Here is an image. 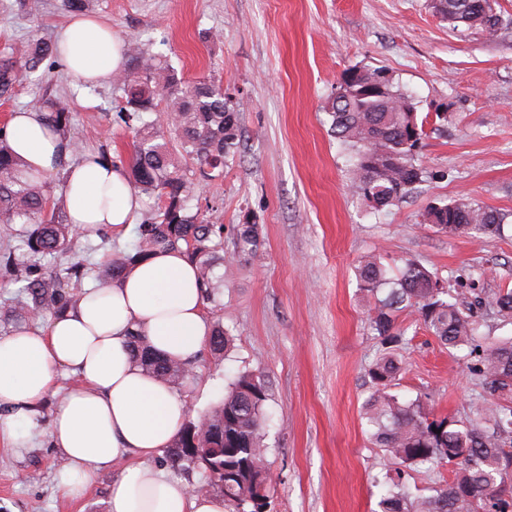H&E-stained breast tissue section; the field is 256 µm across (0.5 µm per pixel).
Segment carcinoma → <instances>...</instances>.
Returning a JSON list of instances; mask_svg holds the SVG:
<instances>
[{"mask_svg": "<svg viewBox=\"0 0 512 512\" xmlns=\"http://www.w3.org/2000/svg\"><path fill=\"white\" fill-rule=\"evenodd\" d=\"M480 0H438L435 10L456 23L493 38L500 29L495 15H482ZM57 48L34 34L19 47L0 51V99L10 100L23 75L54 59ZM129 63L115 76L125 106L118 118L133 133L127 175L133 190L153 200L136 227L134 244L90 266L48 269L69 251L77 232L68 223L63 195H55L44 174L21 164L0 127V224H19L15 236L0 238V268L22 293L0 302V321H29L53 317L76 303L74 290L89 278L98 285L112 283L134 264L158 250L181 251L198 269L204 299L216 301L224 279L215 274L224 263V225L210 211L191 204L193 179L216 180L234 160L240 145L239 106L224 99L221 85L206 79L187 85L165 60L137 47ZM357 73L345 88L344 100L332 103L331 132L354 152L352 189L361 202L379 212L397 205L415 185L430 177L418 162L417 149L428 136L426 126L441 119L416 109L413 97L390 84L385 99L366 98L360 86L378 70L349 68ZM164 111L159 112V105ZM30 109L47 125L69 138V103L40 97ZM423 221L450 236L492 237L512 213L459 199L428 205ZM261 246L258 224L248 220L233 227L231 257L249 256ZM358 276L363 291L374 299L369 326L382 344L397 347L405 330L400 313L411 309L426 331L448 350L463 347L474 354L471 370L484 380L486 396L465 422L432 417L420 399L404 401L391 392L400 366L394 353L372 361L368 377L372 392L363 404V417L373 445L390 464L380 494V512H512V336L477 342L475 312L488 308L512 324V288L485 293L476 288L448 299V288L422 264H405L391 280L379 257L361 258ZM132 358L145 371L179 387L193 377L189 363L157 355L146 335L128 333ZM229 342L224 324L216 322L208 346L221 354ZM268 393L261 376L244 372L224 393V399L184 423L166 448L171 466L187 479L190 492L224 497L233 512H263L269 506L266 452L261 434ZM431 466H446L448 482L430 495L410 498L405 476ZM199 474L203 481H193Z\"/></svg>", "mask_w": 512, "mask_h": 512, "instance_id": "obj_1", "label": "carcinoma"}]
</instances>
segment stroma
Here are the masks:
<instances>
[{
  "instance_id": "1",
  "label": "stroma",
  "mask_w": 512,
  "mask_h": 512,
  "mask_svg": "<svg viewBox=\"0 0 512 512\" xmlns=\"http://www.w3.org/2000/svg\"><path fill=\"white\" fill-rule=\"evenodd\" d=\"M493 7L502 25L490 40L454 30L431 0H91L90 14L125 44L163 56L181 81L220 82L225 98L243 105L239 155L223 179L194 194L216 204L213 220L225 227L255 218L262 246L217 267L223 293L205 313L223 322L230 344L220 356L202 349L178 394L194 417L240 373L262 376L272 512H376L374 482L389 467L362 418L366 369L381 345L356 278L361 257L377 254L393 273L416 261L451 284L512 286V224L481 243L422 221L429 203L461 196L512 210V0ZM68 19L60 0H38L34 11L27 0H0V48L35 32L55 38ZM354 66L387 69L419 112L448 115L419 151L436 179L386 212H370L354 195L351 153L330 131L331 102ZM43 95L69 102V135L81 152L129 157L114 84L80 86L59 60L0 103V124ZM134 241L131 229L81 235L57 263L100 261ZM398 323L405 342L396 394L425 396L434 414L465 419L484 386L466 350L448 351L418 313L403 312ZM58 466L46 433L25 448L0 446V512H108L116 470L100 472L73 500L58 487ZM34 469L40 478L28 481Z\"/></svg>"
}]
</instances>
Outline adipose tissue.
Returning <instances> with one entry per match:
<instances>
[{
	"label": "adipose tissue",
	"instance_id": "ef3b65f1",
	"mask_svg": "<svg viewBox=\"0 0 512 512\" xmlns=\"http://www.w3.org/2000/svg\"><path fill=\"white\" fill-rule=\"evenodd\" d=\"M58 46L66 66L96 84L123 64V39L92 18L69 22ZM7 132L25 164L62 173L74 229L130 227L139 197L122 168L92 156L62 165L64 140L32 110L13 113ZM135 329L164 356L188 361L201 352L212 326L197 268L179 252L158 251L119 281L87 289L46 326L0 338V408L6 412L0 443L21 448L30 432L46 428L60 450L59 486L71 498L100 470L117 468L109 512H227L222 497L191 493L152 465L184 423L188 402L133 361L128 333ZM60 369L71 370L77 382L41 419L39 408Z\"/></svg>",
	"mask_w": 512,
	"mask_h": 512
}]
</instances>
